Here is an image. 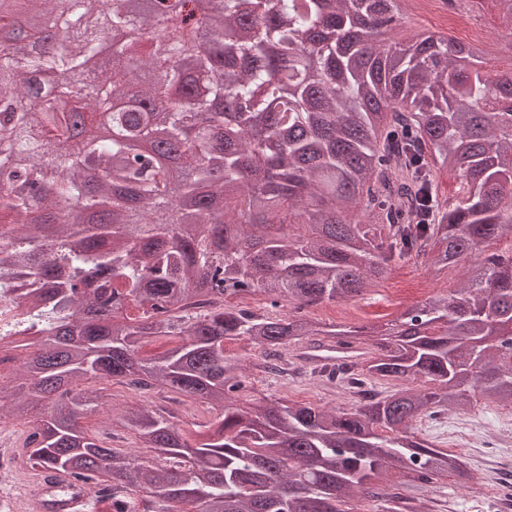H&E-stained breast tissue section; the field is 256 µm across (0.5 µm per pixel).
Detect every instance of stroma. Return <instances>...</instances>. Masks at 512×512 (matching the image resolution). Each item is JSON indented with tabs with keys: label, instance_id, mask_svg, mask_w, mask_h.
<instances>
[{
	"label": "stroma",
	"instance_id": "35a3bbf8",
	"mask_svg": "<svg viewBox=\"0 0 512 512\" xmlns=\"http://www.w3.org/2000/svg\"><path fill=\"white\" fill-rule=\"evenodd\" d=\"M478 22L491 37L492 52L487 57L491 74L498 78L511 75L512 32L502 24L494 0H485ZM447 30V14L412 0L403 18L399 38L405 41L421 33H444ZM461 274V266L452 264L442 275L432 278L422 266L406 262L392 269L362 297L349 302L314 305L308 307L305 314L314 321L331 326L381 324L396 319L409 305L446 294L458 285ZM226 349L251 364L248 371L249 390L244 393V400L285 397L321 407H334L342 402L335 384L308 374L275 376L258 370L261 352L247 340L227 341ZM108 391L116 404L134 401L170 409L174 423L189 434L199 431L201 425L214 417L213 410L205 403L185 397L177 399L158 389L135 391L126 384L115 382L109 385ZM496 411L495 404L485 403L464 413L446 412L440 420L418 422L414 428L421 439L433 446L453 447L471 474L492 472L498 480L512 484V446H504L491 437L482 440L477 437L480 427H489L496 422ZM83 424L90 433L111 435L114 447L143 458L154 456L152 449L141 447L133 432L123 427L120 418H108L104 407H97L93 414L84 418ZM430 496L441 503L452 502L454 512H500V504L492 500L490 490L477 491L462 487L452 476L438 479L432 486Z\"/></svg>",
	"mask_w": 512,
	"mask_h": 512
}]
</instances>
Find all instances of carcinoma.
Masks as SVG:
<instances>
[{
    "mask_svg": "<svg viewBox=\"0 0 512 512\" xmlns=\"http://www.w3.org/2000/svg\"><path fill=\"white\" fill-rule=\"evenodd\" d=\"M169 1L191 10L161 30ZM394 3L0 0V233L13 239L0 249V341L29 349L0 408L37 416L25 467L57 487L81 480L91 499L112 491L114 512H133L135 494L142 512H347L358 491L376 512H405L394 472L423 493L446 473L472 479L410 425L473 408L477 386L512 408V353L490 338L512 322V260L483 258L484 244L512 243V132L481 71L456 67L470 45L443 33L370 44L368 20ZM197 12L205 44L184 27ZM64 76L87 93L71 96ZM103 120L111 137L88 133ZM76 139L80 153L49 171V145ZM438 164L461 177L455 205L437 193ZM466 259L460 287L374 327L368 347L364 328L302 314L400 262L437 276ZM257 290L293 308L226 304ZM160 336L178 344L141 356ZM239 337L278 374L287 347L357 346L326 377L354 403L237 404L242 365L224 342ZM374 379L401 386L382 396ZM114 380L218 414L192 439L162 408L122 406L158 453L139 463L80 424L93 402L82 385Z\"/></svg>",
    "mask_w": 512,
    "mask_h": 512,
    "instance_id": "cac0c4a2",
    "label": "carcinoma"
}]
</instances>
